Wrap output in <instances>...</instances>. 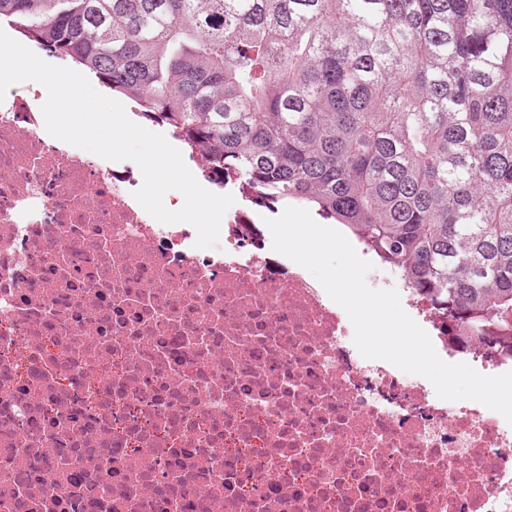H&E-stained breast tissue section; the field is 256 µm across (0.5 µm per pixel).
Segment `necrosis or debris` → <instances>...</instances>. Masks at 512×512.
<instances>
[{
  "label": "necrosis or debris",
  "mask_w": 512,
  "mask_h": 512,
  "mask_svg": "<svg viewBox=\"0 0 512 512\" xmlns=\"http://www.w3.org/2000/svg\"><path fill=\"white\" fill-rule=\"evenodd\" d=\"M44 101L0 102V512H512V425L364 362L247 183L223 252L197 248L134 198L135 162L51 136ZM371 277L448 362L512 370L402 272Z\"/></svg>",
  "instance_id": "necrosis-or-debris-1"
}]
</instances>
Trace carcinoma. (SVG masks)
<instances>
[{"label":"carcinoma","instance_id":"1","mask_svg":"<svg viewBox=\"0 0 512 512\" xmlns=\"http://www.w3.org/2000/svg\"><path fill=\"white\" fill-rule=\"evenodd\" d=\"M226 184L344 225L512 346V0H0Z\"/></svg>","mask_w":512,"mask_h":512}]
</instances>
